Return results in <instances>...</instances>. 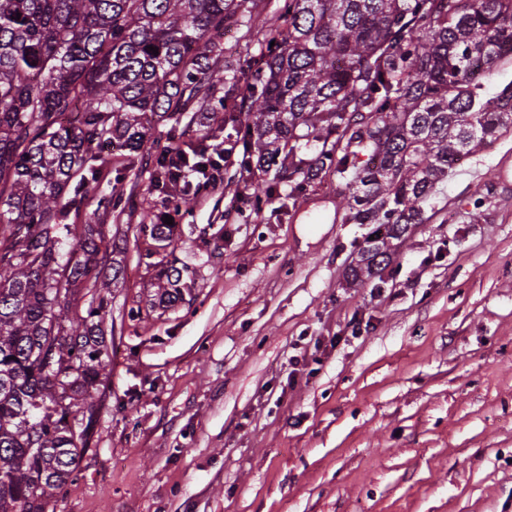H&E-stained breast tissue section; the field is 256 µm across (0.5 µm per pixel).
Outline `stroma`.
Returning a JSON list of instances; mask_svg holds the SVG:
<instances>
[{
  "instance_id": "stroma-1",
  "label": "stroma",
  "mask_w": 512,
  "mask_h": 512,
  "mask_svg": "<svg viewBox=\"0 0 512 512\" xmlns=\"http://www.w3.org/2000/svg\"><path fill=\"white\" fill-rule=\"evenodd\" d=\"M269 177L227 164L156 254L107 215L112 373L54 512H512V133L435 186L380 288L342 181L237 201ZM173 259L191 287L152 306Z\"/></svg>"
}]
</instances>
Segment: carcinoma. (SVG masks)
Listing matches in <instances>:
<instances>
[{
    "label": "carcinoma",
    "mask_w": 512,
    "mask_h": 512,
    "mask_svg": "<svg viewBox=\"0 0 512 512\" xmlns=\"http://www.w3.org/2000/svg\"><path fill=\"white\" fill-rule=\"evenodd\" d=\"M264 9L0 0V512H49L89 448L112 366L101 291L124 279L120 261L101 265L96 221L132 202L122 170L157 128L167 144L147 154L154 186L177 207L211 184L193 176L205 152L179 140L190 106L230 130L239 166L288 175L293 205L315 171L336 173L346 223L376 225L353 274L378 279L388 241L422 223L435 185L512 131V0H284L275 19ZM236 17L274 43L268 54L229 62L224 24ZM495 67L504 78L491 93ZM109 167L97 208L67 223ZM140 230L172 243L170 225ZM186 271H159L160 303L183 301Z\"/></svg>",
    "instance_id": "cac0c4a2"
}]
</instances>
